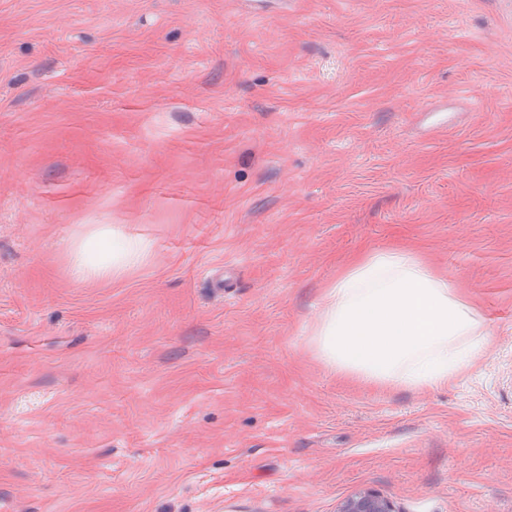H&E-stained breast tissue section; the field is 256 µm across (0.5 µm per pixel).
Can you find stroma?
Returning a JSON list of instances; mask_svg holds the SVG:
<instances>
[{
	"label": "stroma",
	"instance_id": "stroma-1",
	"mask_svg": "<svg viewBox=\"0 0 512 512\" xmlns=\"http://www.w3.org/2000/svg\"><path fill=\"white\" fill-rule=\"evenodd\" d=\"M101 226L148 258L72 278ZM471 304L448 386L340 379L354 261ZM512 512V0H0V512ZM337 512H401L390 500L369 491L359 490L339 504Z\"/></svg>",
	"mask_w": 512,
	"mask_h": 512
}]
</instances>
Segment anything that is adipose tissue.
<instances>
[{
  "label": "adipose tissue",
  "instance_id": "adipose-tissue-1",
  "mask_svg": "<svg viewBox=\"0 0 512 512\" xmlns=\"http://www.w3.org/2000/svg\"><path fill=\"white\" fill-rule=\"evenodd\" d=\"M75 277H109L139 264L144 240L100 229L76 247ZM318 344L337 375L378 388L448 385L486 349L475 310L415 255L377 252L328 288Z\"/></svg>",
  "mask_w": 512,
  "mask_h": 512
}]
</instances>
